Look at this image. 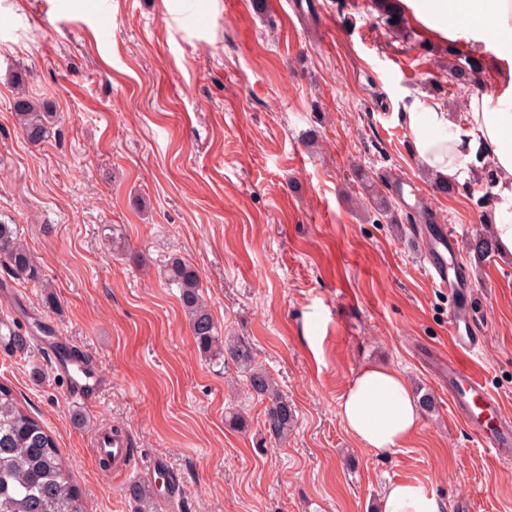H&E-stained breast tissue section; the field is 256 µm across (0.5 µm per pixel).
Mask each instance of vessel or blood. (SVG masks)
Returning <instances> with one entry per match:
<instances>
[{
  "label": "vessel or blood",
  "mask_w": 512,
  "mask_h": 512,
  "mask_svg": "<svg viewBox=\"0 0 512 512\" xmlns=\"http://www.w3.org/2000/svg\"><path fill=\"white\" fill-rule=\"evenodd\" d=\"M458 243L453 228L442 224L437 234L428 235L424 254L428 278L448 294V396L470 435L488 448L498 450L512 446V422L498 416V399L461 357L462 352L478 348L480 338L467 291L468 279L453 251ZM36 343L48 356L53 374L66 381L71 400L85 402L98 393L97 366L67 356L65 338L41 336Z\"/></svg>",
  "instance_id": "b4317fda"
}]
</instances>
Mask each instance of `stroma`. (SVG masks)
<instances>
[{
	"instance_id": "35a3bbf8",
	"label": "stroma",
	"mask_w": 512,
	"mask_h": 512,
	"mask_svg": "<svg viewBox=\"0 0 512 512\" xmlns=\"http://www.w3.org/2000/svg\"><path fill=\"white\" fill-rule=\"evenodd\" d=\"M454 55L412 20L393 37L375 0H0V218L62 305L0 262V319L27 340L0 343V382L56 438L86 512H133L124 488L155 458L181 512H375L395 481L444 512H512V459L467 432L440 380L448 296L424 272L420 217L387 190L414 180L457 231L472 367L512 421V259L468 249L494 214L491 170L435 192L403 119L417 100L449 106ZM20 74L58 115L37 146L14 117ZM173 257L198 270L220 336L293 403L286 442L237 366L200 356L162 275ZM38 320L98 365L99 396L67 400L31 341ZM368 364L432 400L385 457L339 414ZM113 427L131 440L123 471L93 445Z\"/></svg>"
}]
</instances>
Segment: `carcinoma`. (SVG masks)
Listing matches in <instances>:
<instances>
[{"instance_id":"cac0c4a2","label":"carcinoma","mask_w":512,"mask_h":512,"mask_svg":"<svg viewBox=\"0 0 512 512\" xmlns=\"http://www.w3.org/2000/svg\"><path fill=\"white\" fill-rule=\"evenodd\" d=\"M376 2L388 30L400 33L407 25L401 11L393 7L392 0ZM479 68L480 62L470 57L464 67L448 66V75L456 80L458 88L465 81L466 71ZM13 110L29 143L38 145L48 137L56 113L24 94L15 98ZM0 260L16 278L43 285L46 306L59 308V299L50 285L44 283L40 267L22 243L17 227L4 220H0ZM164 272L166 283L178 288L198 351L211 360H230L242 368L249 390L269 401L265 417L269 435L278 440L288 437L295 418L292 403L278 390L269 372L255 365L247 345L218 335L199 272L178 258L169 260ZM125 496L136 512H155L154 498L146 485L128 483ZM0 512H86L55 438L18 402L11 386L4 383H0Z\"/></svg>"}]
</instances>
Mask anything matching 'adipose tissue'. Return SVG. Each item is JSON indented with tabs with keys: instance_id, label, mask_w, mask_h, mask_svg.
I'll return each instance as SVG.
<instances>
[{
	"instance_id": "ef3b65f1",
	"label": "adipose tissue",
	"mask_w": 512,
	"mask_h": 512,
	"mask_svg": "<svg viewBox=\"0 0 512 512\" xmlns=\"http://www.w3.org/2000/svg\"><path fill=\"white\" fill-rule=\"evenodd\" d=\"M401 2L426 30L468 45L492 64L490 89L476 92L468 111L448 112L428 101L413 105L405 121L414 155L441 180L461 179L468 164L481 160L507 173L494 189L499 202L493 230L500 252L512 256V0ZM339 408L346 431L380 456L420 426L416 397L400 373L385 367H363ZM381 512H442V504L424 485L401 481L385 489Z\"/></svg>"
}]
</instances>
